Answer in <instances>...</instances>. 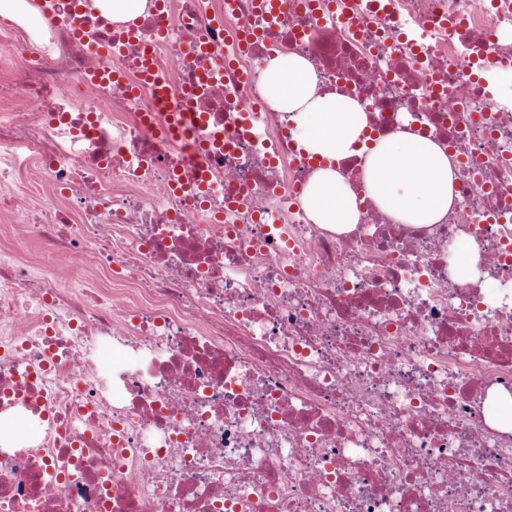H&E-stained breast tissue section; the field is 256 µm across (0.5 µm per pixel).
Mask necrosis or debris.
Wrapping results in <instances>:
<instances>
[{"label": "necrosis or debris", "instance_id": "obj_1", "mask_svg": "<svg viewBox=\"0 0 512 512\" xmlns=\"http://www.w3.org/2000/svg\"><path fill=\"white\" fill-rule=\"evenodd\" d=\"M14 0L0 63L11 159L41 160L71 210L0 197L72 266L123 290L73 292L57 268L0 261V416L43 423L0 450V512H512V0H146L132 36L100 0ZM189 91L132 92L143 49ZM295 54L367 130L431 136L457 167L442 224H396L362 199L354 228L313 223L315 165L268 105L262 64ZM70 210V211H71ZM478 254L458 284L451 255ZM127 359L104 370L98 353Z\"/></svg>", "mask_w": 512, "mask_h": 512}]
</instances>
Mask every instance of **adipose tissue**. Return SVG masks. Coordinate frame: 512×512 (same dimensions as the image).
Returning a JSON list of instances; mask_svg holds the SVG:
<instances>
[{"label": "adipose tissue", "mask_w": 512, "mask_h": 512, "mask_svg": "<svg viewBox=\"0 0 512 512\" xmlns=\"http://www.w3.org/2000/svg\"><path fill=\"white\" fill-rule=\"evenodd\" d=\"M269 106L293 122L298 146L321 165L309 178L300 205L316 224L342 232L360 217L359 201L337 168L362 158L365 195L397 224H438L458 200V171L435 141L403 130L367 145V114L358 102L318 93L311 63L296 55L267 59L262 71Z\"/></svg>", "instance_id": "1"}]
</instances>
